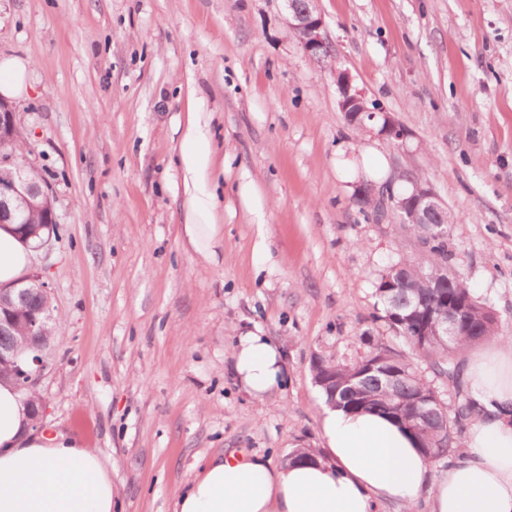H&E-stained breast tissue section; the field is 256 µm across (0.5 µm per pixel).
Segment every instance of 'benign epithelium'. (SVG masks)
<instances>
[{
    "label": "benign epithelium",
    "mask_w": 512,
    "mask_h": 512,
    "mask_svg": "<svg viewBox=\"0 0 512 512\" xmlns=\"http://www.w3.org/2000/svg\"><path fill=\"white\" fill-rule=\"evenodd\" d=\"M288 11V27L294 33L300 47L310 57L323 60L332 56V49L324 31V21L317 10L316 0H284ZM339 92V107L352 113L355 121L362 122L364 116L370 120H383L378 136L394 142L406 137L404 128L390 115L379 109L359 108L366 101L362 91L352 85L349 74L333 68ZM19 139L15 112L4 99H0V144ZM356 193L363 195H385L403 224H428L432 235L441 238L448 234L451 223L447 208L441 203L433 189L425 182L413 183L410 199L399 198L393 185L378 190L371 185H358ZM23 202L27 208L46 212L44 223H57L51 196L40 183L32 180L27 171L11 154L0 153V224L27 223V218L16 206ZM38 291L44 301L39 305L29 303L32 291ZM23 307L24 323L27 325V348L31 355L23 357L15 347L0 344V365L8 364L14 370L20 390H33L39 384L45 367L44 352L49 347L47 325L51 320L50 292L39 276L29 275L10 288L0 289V336L12 335L16 328V306ZM458 328L457 316L450 312L435 319L424 321L421 332L425 336L440 339L451 337Z\"/></svg>",
    "instance_id": "obj_1"
}]
</instances>
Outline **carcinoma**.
Instances as JSON below:
<instances>
[{"label":"carcinoma","instance_id":"1","mask_svg":"<svg viewBox=\"0 0 512 512\" xmlns=\"http://www.w3.org/2000/svg\"><path fill=\"white\" fill-rule=\"evenodd\" d=\"M425 247V258L403 256L394 262L377 285L384 318L405 349L373 344L360 337L364 351L350 361L317 358L311 372L320 380L330 404L352 412L382 414L398 422L414 421L421 411L416 398L433 400L431 413L420 423V431L411 434L428 461L433 465L453 456L461 447L465 426L474 421L478 405L460 380L461 352L483 341H512V333L503 330L487 301L477 297L466 278L451 267L453 252L448 239H430L424 224H405ZM448 268V283L428 287L422 275ZM462 309V322L456 336L443 343L432 336L419 335L422 318H436L448 312V304ZM425 363L432 376L423 374ZM384 368L395 373L387 382L379 372ZM448 381L453 393L443 399L436 382Z\"/></svg>","mask_w":512,"mask_h":512}]
</instances>
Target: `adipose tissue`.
Instances as JSON below:
<instances>
[{
  "instance_id": "ef3b65f1",
  "label": "adipose tissue",
  "mask_w": 512,
  "mask_h": 512,
  "mask_svg": "<svg viewBox=\"0 0 512 512\" xmlns=\"http://www.w3.org/2000/svg\"><path fill=\"white\" fill-rule=\"evenodd\" d=\"M32 255L17 225H0V286L26 276ZM233 358L250 393L282 378L267 337H240ZM465 382L480 414L441 472L390 418L331 407L314 461L275 466L259 454L213 457L175 512H381L390 502L404 512H512V344L473 357ZM113 494L99 455L62 431H35L24 395L0 381V512H112Z\"/></svg>"
}]
</instances>
